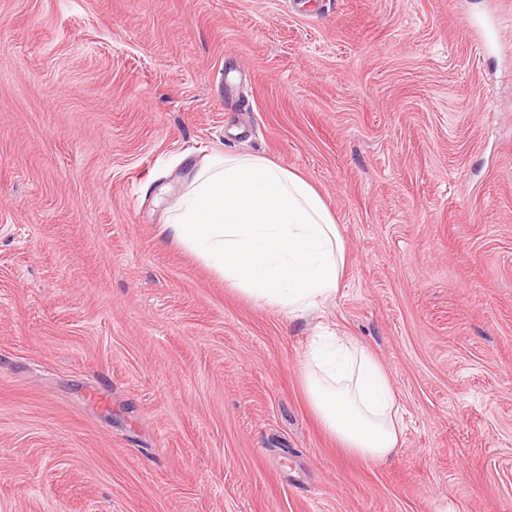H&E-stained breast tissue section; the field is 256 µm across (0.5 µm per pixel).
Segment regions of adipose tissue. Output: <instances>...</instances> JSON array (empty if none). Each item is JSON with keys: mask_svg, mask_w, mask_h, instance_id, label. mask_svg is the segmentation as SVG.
<instances>
[{"mask_svg": "<svg viewBox=\"0 0 512 512\" xmlns=\"http://www.w3.org/2000/svg\"><path fill=\"white\" fill-rule=\"evenodd\" d=\"M187 189L166 229L194 249L227 285L256 303L298 317L340 287L346 247L324 200L301 175L260 156L191 162ZM307 399L346 452L387 457L402 415L386 370L355 341L332 338L305 357Z\"/></svg>", "mask_w": 512, "mask_h": 512, "instance_id": "obj_1", "label": "adipose tissue"}]
</instances>
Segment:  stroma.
<instances>
[{
	"instance_id": "1",
	"label": "stroma",
	"mask_w": 512,
	"mask_h": 512,
	"mask_svg": "<svg viewBox=\"0 0 512 512\" xmlns=\"http://www.w3.org/2000/svg\"><path fill=\"white\" fill-rule=\"evenodd\" d=\"M212 155L324 199L322 313L164 232ZM324 327L384 461L310 407ZM0 512H512V0H0ZM302 378L313 411L346 452L375 461L397 448L398 400L385 368L367 347L329 336L305 356Z\"/></svg>"
}]
</instances>
